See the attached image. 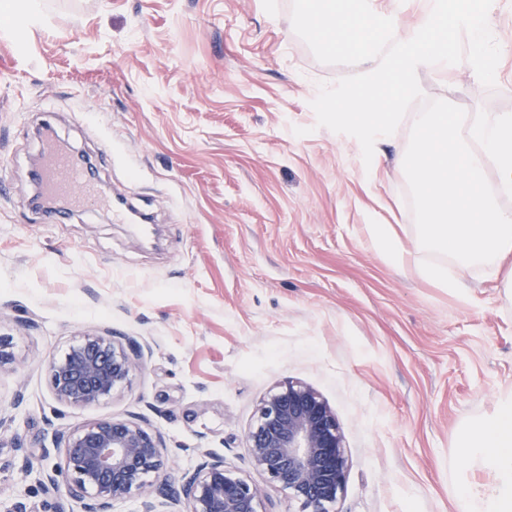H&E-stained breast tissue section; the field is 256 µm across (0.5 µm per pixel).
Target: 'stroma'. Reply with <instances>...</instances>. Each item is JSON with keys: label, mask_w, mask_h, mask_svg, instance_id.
Wrapping results in <instances>:
<instances>
[{"label": "stroma", "mask_w": 512, "mask_h": 512, "mask_svg": "<svg viewBox=\"0 0 512 512\" xmlns=\"http://www.w3.org/2000/svg\"><path fill=\"white\" fill-rule=\"evenodd\" d=\"M291 5L0 0V338L13 368L0 376V512L41 507L52 465L11 433L47 439L109 417L160 433L172 479L204 449L264 486L246 434L290 381L339 423V512H458L450 473L476 491L494 483L456 442L512 391V301L480 265L464 299L422 275L428 254L393 164L414 118L374 169L355 138L317 126L319 83L365 67L319 62ZM488 21L495 87L468 66L424 67L426 99L512 113V0H494ZM43 124L157 225V246L103 208L45 223L29 179ZM372 224L391 226L403 266L381 258ZM87 329L135 337L145 357L129 388L73 408L54 397L46 360Z\"/></svg>", "instance_id": "obj_1"}]
</instances>
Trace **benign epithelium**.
<instances>
[{
	"mask_svg": "<svg viewBox=\"0 0 512 512\" xmlns=\"http://www.w3.org/2000/svg\"><path fill=\"white\" fill-rule=\"evenodd\" d=\"M142 357L134 338L87 330L49 358L54 396L75 408L97 406L130 385ZM247 442L254 466L296 512H334L348 463L336 416L317 391L294 382L278 387L260 402ZM41 448L43 457H58L45 474V512H74V502L81 512H112L128 499L140 501V512H166L174 501L186 512H264L261 488L210 452L172 489L160 437L135 418L57 430L52 446Z\"/></svg>",
	"mask_w": 512,
	"mask_h": 512,
	"instance_id": "obj_1",
	"label": "benign epithelium"
}]
</instances>
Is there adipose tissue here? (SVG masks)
I'll return each instance as SVG.
<instances>
[{
	"mask_svg": "<svg viewBox=\"0 0 512 512\" xmlns=\"http://www.w3.org/2000/svg\"><path fill=\"white\" fill-rule=\"evenodd\" d=\"M457 445L471 462L496 477L492 486L478 493L462 488L460 512H512V392L500 397L492 416L466 424Z\"/></svg>",
	"mask_w": 512,
	"mask_h": 512,
	"instance_id": "obj_1",
	"label": "adipose tissue"
}]
</instances>
